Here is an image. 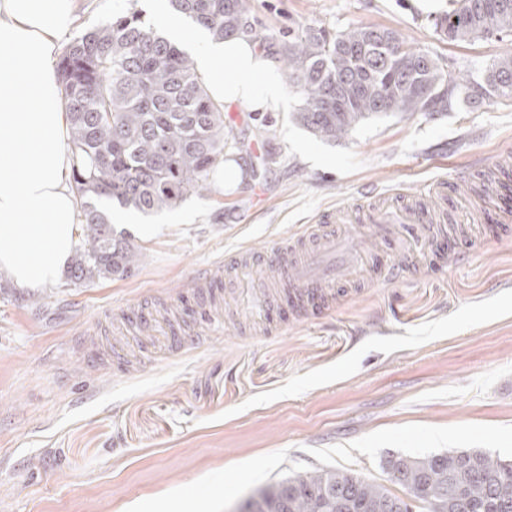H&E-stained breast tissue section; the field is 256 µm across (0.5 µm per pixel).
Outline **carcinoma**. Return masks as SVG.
Segmentation results:
<instances>
[{"instance_id":"cac0c4a2","label":"carcinoma","mask_w":512,"mask_h":512,"mask_svg":"<svg viewBox=\"0 0 512 512\" xmlns=\"http://www.w3.org/2000/svg\"><path fill=\"white\" fill-rule=\"evenodd\" d=\"M217 41L247 39L280 63L298 97L293 120L334 142L373 116L446 112L455 79L439 60L397 30L358 25L330 34L306 27L281 43L260 32L247 0H168ZM434 19L448 41L512 32V0H448ZM60 89L75 159L82 243L66 281L84 286L126 276L139 248L114 235L98 200L150 214L209 189L214 169L238 141L224 102L214 99L192 56L131 7L94 23L65 49ZM468 98L512 103V54L489 66ZM404 469L399 485L423 490L427 512H504L512 506V461L456 451L387 461ZM403 497L342 470L285 478L246 501L247 512H401Z\"/></svg>"}]
</instances>
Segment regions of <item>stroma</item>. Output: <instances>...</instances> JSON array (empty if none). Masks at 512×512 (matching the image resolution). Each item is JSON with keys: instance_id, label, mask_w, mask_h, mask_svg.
<instances>
[{"instance_id": "obj_1", "label": "stroma", "mask_w": 512, "mask_h": 512, "mask_svg": "<svg viewBox=\"0 0 512 512\" xmlns=\"http://www.w3.org/2000/svg\"><path fill=\"white\" fill-rule=\"evenodd\" d=\"M258 29L287 40L308 26L400 31L464 81L512 53V35L451 43L433 19L448 0H248ZM85 0L66 34L128 7ZM280 110L249 104L241 149L211 190L123 226L139 246L124 278L21 290L0 284V512H235L291 475L345 470L390 484L391 455L478 450L512 459V223L497 203L473 215L486 164L512 186V104L460 99L432 116L361 123L324 142ZM468 173L446 206L466 228L444 247L343 224L368 257L298 315L288 288H252L250 257L302 236L339 206L364 211ZM402 269L388 277L389 266Z\"/></svg>"}]
</instances>
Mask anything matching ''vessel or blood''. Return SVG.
Here are the masks:
<instances>
[{"mask_svg": "<svg viewBox=\"0 0 512 512\" xmlns=\"http://www.w3.org/2000/svg\"><path fill=\"white\" fill-rule=\"evenodd\" d=\"M369 223L378 227L384 244L393 238L390 225H406L410 236L419 237L429 233L430 218L427 212L405 205L389 211H377L367 216ZM312 246L301 249L299 243H282L271 249V267L277 270L278 283L294 288L291 300L298 308L321 300L325 289L349 280L365 263V256L352 247L344 235L324 224H310L305 230Z\"/></svg>", "mask_w": 512, "mask_h": 512, "instance_id": "1", "label": "vessel or blood"}]
</instances>
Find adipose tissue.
<instances>
[{
  "mask_svg": "<svg viewBox=\"0 0 512 512\" xmlns=\"http://www.w3.org/2000/svg\"><path fill=\"white\" fill-rule=\"evenodd\" d=\"M79 0H0V273L21 288L56 280L77 246L69 123L54 68L59 38ZM211 95L277 110L284 88L275 62L245 39L217 41L204 29L186 40Z\"/></svg>",
  "mask_w": 512,
  "mask_h": 512,
  "instance_id": "1",
  "label": "adipose tissue"
}]
</instances>
